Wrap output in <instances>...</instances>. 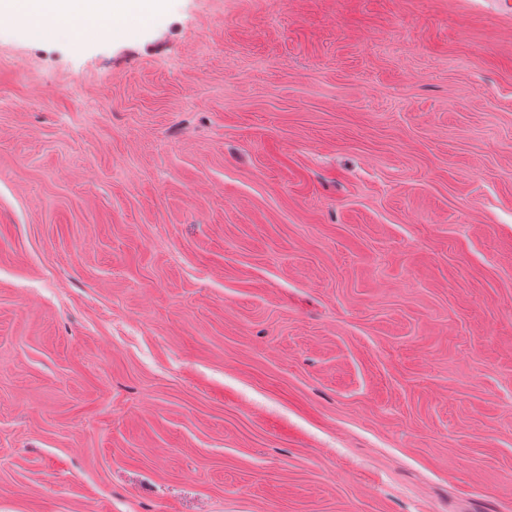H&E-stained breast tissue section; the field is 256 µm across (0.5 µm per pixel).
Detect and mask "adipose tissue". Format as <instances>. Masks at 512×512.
<instances>
[{
  "label": "adipose tissue",
  "mask_w": 512,
  "mask_h": 512,
  "mask_svg": "<svg viewBox=\"0 0 512 512\" xmlns=\"http://www.w3.org/2000/svg\"><path fill=\"white\" fill-rule=\"evenodd\" d=\"M164 0H7L6 5L28 16L34 25L52 19L65 27L80 30L119 17L141 19L162 7Z\"/></svg>",
  "instance_id": "1"
}]
</instances>
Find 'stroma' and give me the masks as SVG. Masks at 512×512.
I'll use <instances>...</instances> for the list:
<instances>
[{"label": "stroma", "mask_w": 512, "mask_h": 512, "mask_svg": "<svg viewBox=\"0 0 512 512\" xmlns=\"http://www.w3.org/2000/svg\"><path fill=\"white\" fill-rule=\"evenodd\" d=\"M0 512H512V0L1 15Z\"/></svg>", "instance_id": "stroma-1"}]
</instances>
